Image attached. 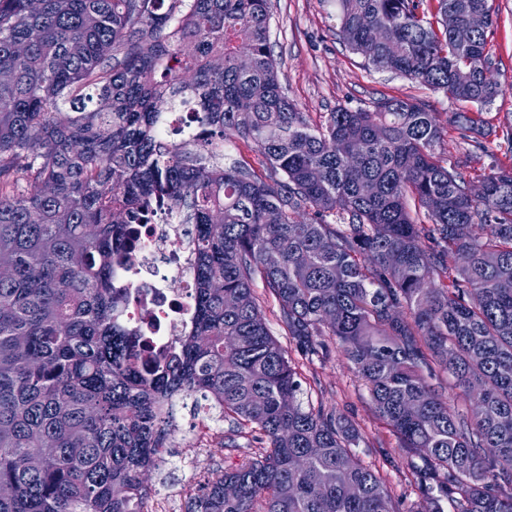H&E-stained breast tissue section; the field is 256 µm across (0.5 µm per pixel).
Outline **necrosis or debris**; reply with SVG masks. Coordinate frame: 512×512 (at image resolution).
Here are the masks:
<instances>
[{"label": "necrosis or debris", "instance_id": "4bbe7bcc", "mask_svg": "<svg viewBox=\"0 0 512 512\" xmlns=\"http://www.w3.org/2000/svg\"><path fill=\"white\" fill-rule=\"evenodd\" d=\"M140 230L130 260L113 271L118 287L129 291L123 317L152 349L171 350L194 326L193 233L165 208Z\"/></svg>", "mask_w": 512, "mask_h": 512}]
</instances>
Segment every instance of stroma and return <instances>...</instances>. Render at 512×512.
I'll return each instance as SVG.
<instances>
[{"mask_svg": "<svg viewBox=\"0 0 512 512\" xmlns=\"http://www.w3.org/2000/svg\"><path fill=\"white\" fill-rule=\"evenodd\" d=\"M495 23L486 50L509 88L486 108L492 124L512 119V0H493ZM272 54L278 63L284 92L319 124L337 107H367L383 97L415 98L429 104L440 124H447L456 102L443 94L387 71L366 68L336 35V0H272ZM264 311L274 337L287 350L302 382L303 398L325 412L346 417L358 428V457L383 476L397 512H416L420 493L413 473L422 467L418 453L404 448L391 428L372 410L366 386L342 356L335 337H323V350L304 355L286 335L273 301ZM226 446L219 453L197 448L189 430L172 432L164 459L148 477L150 500L163 501L171 512H185L186 504L216 474L252 459V436L223 425Z\"/></svg>", "mask_w": 512, "mask_h": 512, "instance_id": "35a3bbf8", "label": "stroma"}]
</instances>
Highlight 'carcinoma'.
Instances as JSON below:
<instances>
[{
	"label": "carcinoma",
	"mask_w": 512,
	"mask_h": 512,
	"mask_svg": "<svg viewBox=\"0 0 512 512\" xmlns=\"http://www.w3.org/2000/svg\"><path fill=\"white\" fill-rule=\"evenodd\" d=\"M30 2L0 0V512H140L172 400L196 393L263 447L187 512H396L352 451L358 429L304 405L258 283L305 353L338 339L376 415L422 454L420 512L444 496L512 512V165L443 164L448 128L416 100L312 125L280 84L271 0ZM336 6L366 67L461 104L468 156L512 153V120L482 112L503 94L490 0ZM476 13L485 27L455 44L449 24ZM178 106L199 133L165 142ZM236 138L260 168L224 163ZM156 205L195 226L196 319L153 355L119 320L112 267ZM441 373L477 410L455 409Z\"/></svg>",
	"instance_id": "cac0c4a2"
}]
</instances>
